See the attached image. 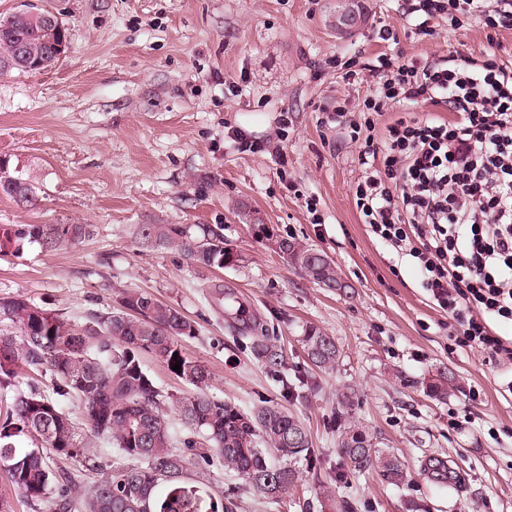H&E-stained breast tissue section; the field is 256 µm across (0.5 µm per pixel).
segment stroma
<instances>
[{"instance_id": "35a3bbf8", "label": "stroma", "mask_w": 512, "mask_h": 512, "mask_svg": "<svg viewBox=\"0 0 512 512\" xmlns=\"http://www.w3.org/2000/svg\"><path fill=\"white\" fill-rule=\"evenodd\" d=\"M65 25L70 49L38 72L0 75V157L34 172L37 206L0 196V224H89L78 244L26 246L0 256V297L21 294L72 322L145 292L177 308L197 334L183 353L207 366L214 396L250 408L280 402L279 389L231 319L208 295L223 282L259 325L281 336L294 369H309L300 338L321 328L340 350L334 370L311 371L304 399L285 403L326 461H340L330 423L336 394L355 391L350 419L411 474L383 484L350 475L337 497L356 512H512V366L448 347V318L429 301L412 260L401 259L354 204L364 175L360 148L329 122L336 106L362 122L385 53L435 61L459 52L512 62V29L447 17L417 32L406 0H357L362 22L336 30L344 0H40ZM277 227L325 253L347 282L336 292L310 281L253 234ZM141 224L222 227L240 260L188 263L146 247ZM451 377L448 397L419 383ZM448 461L452 486L423 478L427 455ZM52 470L84 489L125 466L107 445L95 466L46 451ZM308 468L281 499L252 491L238 512H320Z\"/></svg>"}]
</instances>
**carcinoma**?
Masks as SVG:
<instances>
[{"instance_id": "cac0c4a2", "label": "carcinoma", "mask_w": 512, "mask_h": 512, "mask_svg": "<svg viewBox=\"0 0 512 512\" xmlns=\"http://www.w3.org/2000/svg\"><path fill=\"white\" fill-rule=\"evenodd\" d=\"M18 35L28 39L30 54L40 56V37L21 28L11 14L0 20V57L14 55ZM12 176L17 182L0 184V194L18 204L37 205L33 176L17 169ZM91 234L89 224H0V256L33 243L55 250ZM137 237L143 245L175 248L199 266L228 267L240 261L224 246V235L212 227L193 231L180 224H141ZM284 241L299 251L316 253L301 268L313 282L328 287L340 280L327 255L290 236ZM209 294L242 322L254 359L279 383L282 398L298 399L309 387V375L288 374L280 339L252 325L246 305L226 292L223 284L211 285ZM4 322L17 333L0 331V385L19 377L24 366L49 371L56 381L52 394H20L0 415V469L27 499L50 501L51 512H74L73 478L52 471L41 448L87 461L85 449L93 438L140 465L96 480L84 495L83 512H237L242 490L279 500L299 479L297 461L305 460L313 470L323 469L325 457L298 416L266 400L243 410L210 394L208 368L185 356L175 342L177 336L194 335L195 326L178 309L145 292H128L120 298L119 308L93 314L83 323L67 322L21 295L3 297L0 324ZM301 344L308 363L317 369H332L339 361L334 338L318 327L306 328ZM145 352L170 370L181 365L177 377L193 386L175 402L184 433L175 431L165 409L166 396L142 365ZM420 386L432 398H448V378L442 375L423 380ZM73 394L84 402L85 433L62 405ZM352 403V394L337 395L335 425L342 438L339 478L370 470L387 484H405L407 475L399 461L345 419ZM20 435L29 437L34 447H16L14 438ZM213 465L232 472L239 484L225 493L212 491L207 472ZM421 474L446 484L448 461L429 456L421 464ZM319 489L321 512H350L351 505L336 496L332 483L321 479Z\"/></svg>"}]
</instances>
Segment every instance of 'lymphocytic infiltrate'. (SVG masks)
<instances>
[{"instance_id":"1","label":"lymphocytic infiltrate","mask_w":512,"mask_h":512,"mask_svg":"<svg viewBox=\"0 0 512 512\" xmlns=\"http://www.w3.org/2000/svg\"><path fill=\"white\" fill-rule=\"evenodd\" d=\"M420 33L435 16L512 27V0H408ZM379 77L351 124L365 177L354 201L363 223L423 275L431 302L448 317L455 347L512 364V65L487 55L419 64L380 55ZM419 101L422 120L394 119L374 136L373 117Z\"/></svg>"}]
</instances>
